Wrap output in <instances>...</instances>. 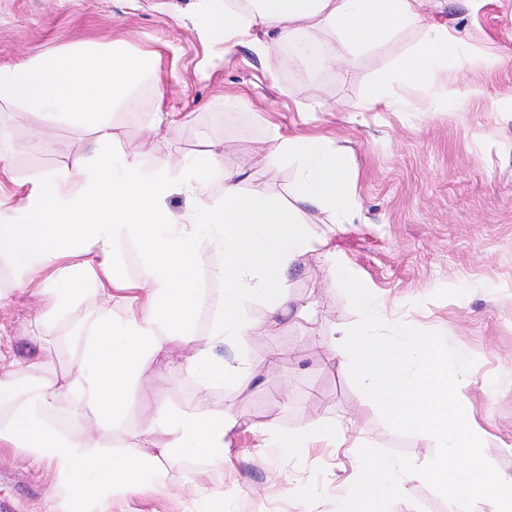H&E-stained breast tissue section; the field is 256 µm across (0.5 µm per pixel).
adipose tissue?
<instances>
[{
    "label": "adipose tissue",
    "mask_w": 512,
    "mask_h": 512,
    "mask_svg": "<svg viewBox=\"0 0 512 512\" xmlns=\"http://www.w3.org/2000/svg\"><path fill=\"white\" fill-rule=\"evenodd\" d=\"M425 0H225L206 10L208 28L225 50L264 35L265 50L283 45L313 48L321 67L335 64L326 46L340 41L351 55L383 43L399 31L421 34L416 51L400 59L386 81L397 91L429 89L442 82L449 60L470 59L447 27L427 23ZM158 68L150 52L117 48L80 49L0 67V101L22 105L39 123L26 143L31 152L47 148L42 126L66 119L89 137L72 167L48 170L14 196L12 160L0 154V260L16 286L33 297L36 328L56 334L78 298L93 293L97 312L76 321L61 342L77 364L56 376L47 354L0 365V447L50 464L64 493L62 512H112L115 495L169 492L173 455L224 466L235 421L220 410L190 406L178 414L159 409L150 426L130 435L121 453L102 431L124 415L129 395L147 372L165 374L160 360L185 350L183 380L205 390L223 383L248 384L259 366L249 359L229 363L215 350L248 337L267 335L290 304L292 271L313 260L331 281L349 282L328 237L313 235L302 214L314 208L334 223L357 209L349 153L321 136L274 135L258 163L285 162L295 171L293 201L282 206L267 185L242 167L225 168L209 152L146 168L134 155L112 151V113L133 111V89ZM221 194L210 191L213 181ZM188 206L177 214L167 205L173 193ZM134 243L145 258L137 277L121 273L113 255ZM219 254L207 263V253ZM220 281L224 294L207 332L198 315L209 305L202 276ZM359 328L347 335V363L365 395L396 424L441 451L430 482L453 505L475 512L480 501L494 512H512V475L490 473L482 454L489 437L461 403L464 381L448 365V348L407 324L392 325L368 290L353 291ZM266 306L262 321L248 320L246 299ZM124 310L113 317V300ZM392 335H385V328ZM355 426L309 421L292 432L272 425L253 427L252 445L272 449L276 458H301L318 441L354 450L357 479L336 501V512H386L402 498L412 471H398L385 459L359 454Z\"/></svg>",
    "instance_id": "ef3b65f1"
}]
</instances>
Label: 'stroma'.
Segmentation results:
<instances>
[{
	"label": "stroma",
	"mask_w": 512,
	"mask_h": 512,
	"mask_svg": "<svg viewBox=\"0 0 512 512\" xmlns=\"http://www.w3.org/2000/svg\"><path fill=\"white\" fill-rule=\"evenodd\" d=\"M428 22L462 37L469 70L449 65L448 78L427 92H410L415 112L392 99L368 104L372 89L394 63L415 51L420 35L404 30L336 69L315 71L289 63L288 49L264 52L245 44L225 51L205 24L200 0H0V66L49 53L119 44L127 52H156L160 68L135 90L143 113L167 120L147 133L135 115H112V148L134 153L146 167L165 155L220 150L224 165L252 164L274 133H311L349 148L357 173L359 216L331 224L310 210L314 233H329L337 258L357 284L377 294L392 318L407 322L448 347L465 380L462 402L489 434L483 450L495 472L512 473V0H429ZM235 95L244 109L228 112ZM0 151L10 154L17 180L71 165L85 129L50 126L52 146L30 154L24 145L35 119L0 102ZM0 355L31 356L34 302L10 277L0 278ZM293 305L305 307L270 335L218 347L227 361L257 359L261 372L246 387L202 391L178 377H143L112 443L153 421L158 404L171 412L199 404L234 417L239 433L226 452L223 473L199 461L176 459L170 494L114 497L112 512H201V493L223 498L228 512H334L337 496L355 478L349 458L317 446L287 464L271 449L249 445V429L270 423L282 431L310 419L356 421L362 451L412 468L395 512H452L426 478L437 449L395 424L362 395L357 374L338 350L342 332L358 314L348 286L329 285L308 263L291 276ZM52 470L11 448H0V512H60Z\"/></svg>",
	"instance_id": "35a3bbf8"
}]
</instances>
